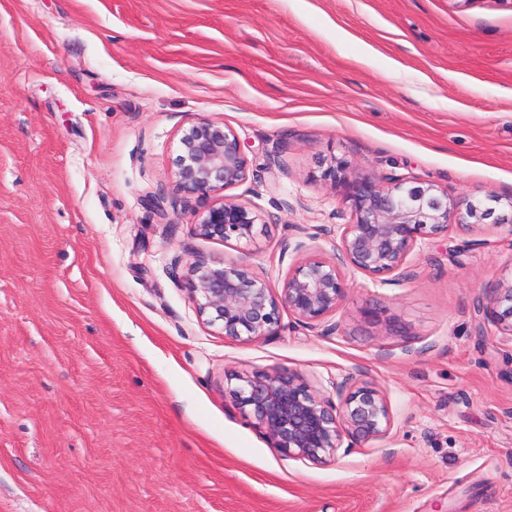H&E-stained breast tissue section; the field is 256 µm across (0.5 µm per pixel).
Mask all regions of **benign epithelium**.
<instances>
[{
	"label": "benign epithelium",
	"instance_id": "7a95c632",
	"mask_svg": "<svg viewBox=\"0 0 512 512\" xmlns=\"http://www.w3.org/2000/svg\"><path fill=\"white\" fill-rule=\"evenodd\" d=\"M249 163L237 133L224 123L197 117L180 129L178 154L171 171L173 190L188 198H213L192 224L193 235L227 243L253 242L261 215L228 195L248 177ZM324 180L341 194L352 221L336 225V255L326 258L295 244L300 254L281 287L274 288L238 264L197 258L180 276L198 315L220 325L227 339L253 342L278 333L280 311L309 328L326 325L344 306L343 268L377 285L391 283L422 241L448 233L469 232L479 224H508L512 243V201L492 194L452 197L430 183L401 175L384 180L372 172H353L331 159ZM482 320L512 337V278L485 286L479 296ZM229 389L233 402L249 412L273 447L284 455L324 463L340 448H363L386 439L394 418L384 392L374 383L347 378L336 384V398L310 388L295 369L239 372Z\"/></svg>",
	"mask_w": 512,
	"mask_h": 512
}]
</instances>
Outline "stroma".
I'll use <instances>...</instances> for the list:
<instances>
[{"label":"stroma","instance_id":"obj_1","mask_svg":"<svg viewBox=\"0 0 512 512\" xmlns=\"http://www.w3.org/2000/svg\"><path fill=\"white\" fill-rule=\"evenodd\" d=\"M200 115L244 145L252 244L197 238L205 201L167 189ZM333 156L512 197V0H0V512H512V338L477 313L502 229L422 243L392 284L345 270L331 336L285 314L225 339L175 278L333 257ZM274 367L375 383L389 437L288 458L228 393Z\"/></svg>","mask_w":512,"mask_h":512}]
</instances>
